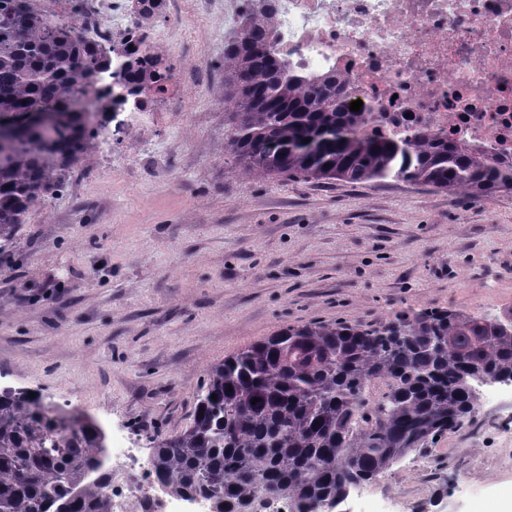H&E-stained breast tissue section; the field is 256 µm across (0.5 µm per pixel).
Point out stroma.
Listing matches in <instances>:
<instances>
[{"instance_id": "35a3bbf8", "label": "stroma", "mask_w": 512, "mask_h": 512, "mask_svg": "<svg viewBox=\"0 0 512 512\" xmlns=\"http://www.w3.org/2000/svg\"><path fill=\"white\" fill-rule=\"evenodd\" d=\"M224 18L186 27L213 80L79 157L0 259V390L35 393L150 459L189 425L210 366L286 327L512 307V191L473 200L393 179H245L225 149ZM512 401L380 474L348 512H498L487 467Z\"/></svg>"}]
</instances>
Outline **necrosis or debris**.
Listing matches in <instances>:
<instances>
[{
  "label": "necrosis or debris",
  "instance_id": "necrosis-or-debris-1",
  "mask_svg": "<svg viewBox=\"0 0 512 512\" xmlns=\"http://www.w3.org/2000/svg\"><path fill=\"white\" fill-rule=\"evenodd\" d=\"M208 0H163L159 18L135 0H89L76 22L92 43L137 39L154 54L181 56L176 31ZM272 31L279 53L305 73L333 74L366 114L359 135L422 132L512 163V0H224V35L248 19ZM205 70L184 66L161 111L181 117ZM112 469L99 484L113 512H170L172 500L134 449L108 446Z\"/></svg>",
  "mask_w": 512,
  "mask_h": 512
}]
</instances>
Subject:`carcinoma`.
Masks as SVG:
<instances>
[{"instance_id": "carcinoma-1", "label": "carcinoma", "mask_w": 512, "mask_h": 512, "mask_svg": "<svg viewBox=\"0 0 512 512\" xmlns=\"http://www.w3.org/2000/svg\"><path fill=\"white\" fill-rule=\"evenodd\" d=\"M86 0H0V255L29 211L60 192L73 162L98 147L114 113L107 52L78 36ZM130 96L165 92L171 70L122 52ZM226 149L245 178L366 182L391 178L478 199L512 190V166L434 138H362L336 76L288 65L261 27L224 43ZM512 379V324L456 311L384 326L313 323L255 342L210 368L191 424L162 439L150 468L175 498L299 508L346 496L475 412V383ZM388 387L370 399V386ZM216 399H211V395ZM259 402L251 404L253 398ZM106 437L40 398L0 391V512H112L88 473Z\"/></svg>"}]
</instances>
